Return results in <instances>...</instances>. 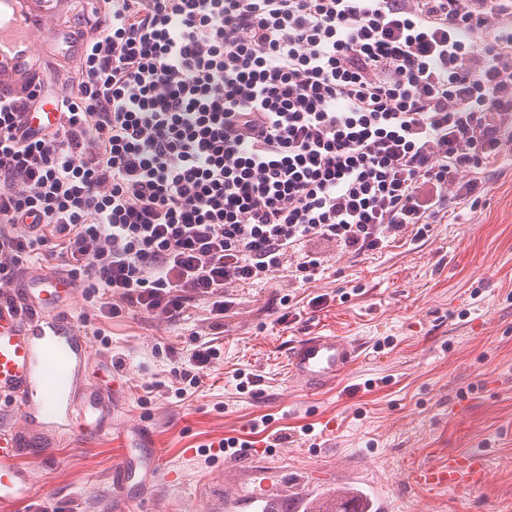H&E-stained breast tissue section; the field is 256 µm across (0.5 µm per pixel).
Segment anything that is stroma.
I'll list each match as a JSON object with an SVG mask.
<instances>
[{
  "mask_svg": "<svg viewBox=\"0 0 512 512\" xmlns=\"http://www.w3.org/2000/svg\"><path fill=\"white\" fill-rule=\"evenodd\" d=\"M480 178L478 206L451 200L425 240L356 257L328 247L329 268L316 281L234 289L223 355L181 399L172 394L176 357L192 348L204 309L172 323L139 313L109 319L74 298L95 354L89 377L113 395L112 427L51 447L32 440L20 462L36 464L40 494L16 512H82L89 503L108 512L121 448L145 439L181 482L158 474L131 485L129 512H209L218 494L223 512H252L243 493L258 473L279 512H304L288 483L309 480L325 494L351 478L387 512H512V156ZM288 307L294 315L279 322ZM329 332L358 341L361 357L333 389L303 394L286 379L287 348ZM240 370L259 375L257 385L239 391ZM157 381L167 392L142 401ZM247 435L252 447H210ZM466 452L484 454V485L413 483L414 471Z\"/></svg>",
  "mask_w": 512,
  "mask_h": 512,
  "instance_id": "1",
  "label": "stroma"
}]
</instances>
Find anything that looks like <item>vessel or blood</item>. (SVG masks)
<instances>
[{
    "label": "vessel or blood",
    "mask_w": 512,
    "mask_h": 512,
    "mask_svg": "<svg viewBox=\"0 0 512 512\" xmlns=\"http://www.w3.org/2000/svg\"><path fill=\"white\" fill-rule=\"evenodd\" d=\"M71 0H0V97H29L43 76L32 62L31 36L70 59L81 54L65 36L61 22ZM54 103L39 99L22 118L40 129L58 120ZM72 289L57 273L26 274L20 287L0 289V402L19 419L11 432H0V512L36 498L33 470L18 462L31 438L49 443L63 431H91L107 425L111 410L104 395L89 382L92 346L86 331L65 306ZM355 341L334 334H315L292 343L286 355L288 382L312 394L333 386L357 361ZM112 493L114 512H125V485L132 473L129 451L119 456ZM487 465L475 453L454 454L447 463L424 467L414 476L424 488L478 485ZM348 512H374L370 498L352 488L336 494ZM332 500V501H335ZM330 500L314 501L310 512H329Z\"/></svg>",
    "instance_id": "1"
}]
</instances>
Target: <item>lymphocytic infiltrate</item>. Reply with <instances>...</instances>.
<instances>
[{
  "mask_svg": "<svg viewBox=\"0 0 512 512\" xmlns=\"http://www.w3.org/2000/svg\"><path fill=\"white\" fill-rule=\"evenodd\" d=\"M56 126L0 98V282L60 259L90 307L209 315L225 291L426 237L512 153V0H96ZM484 32L483 45L469 42Z\"/></svg>",
  "mask_w": 512,
  "mask_h": 512,
  "instance_id": "obj_1",
  "label": "lymphocytic infiltrate"
}]
</instances>
